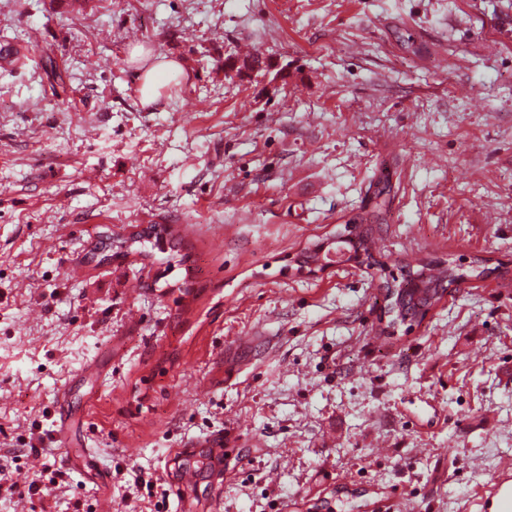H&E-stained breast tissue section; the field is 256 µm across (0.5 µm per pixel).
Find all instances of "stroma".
<instances>
[{
    "instance_id": "obj_1",
    "label": "stroma",
    "mask_w": 512,
    "mask_h": 512,
    "mask_svg": "<svg viewBox=\"0 0 512 512\" xmlns=\"http://www.w3.org/2000/svg\"><path fill=\"white\" fill-rule=\"evenodd\" d=\"M19 44L0 512H480L512 468V0H0ZM384 176L378 267H301ZM154 224L188 265L102 258ZM477 258L388 329L386 281ZM174 66V63L167 59H162L147 69L140 80V94L142 102L145 104L158 103V94L156 88L157 75L161 72L169 71Z\"/></svg>"
}]
</instances>
